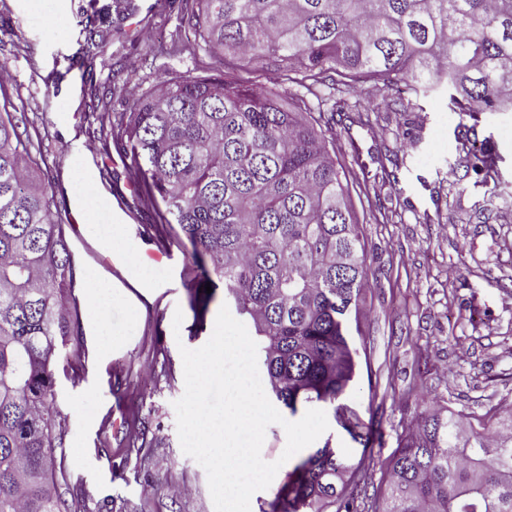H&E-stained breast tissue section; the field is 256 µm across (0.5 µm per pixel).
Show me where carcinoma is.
<instances>
[{
  "mask_svg": "<svg viewBox=\"0 0 512 512\" xmlns=\"http://www.w3.org/2000/svg\"><path fill=\"white\" fill-rule=\"evenodd\" d=\"M207 53L239 63L220 77L175 74L127 112L117 87L92 93L110 130L207 275L250 326L275 398L291 414L329 406L353 440L368 425L343 403L356 375L368 264L345 169L325 135L364 124L351 100L372 80L417 97L445 91L449 109L479 122L512 109V0H181ZM281 71L271 88L252 68ZM336 90L330 110L293 86ZM478 176L496 156L469 140ZM38 161L0 108V512H87L62 499L54 460L65 445L54 405V358L67 348L74 272ZM359 466L326 443L299 460L260 512H351ZM365 512H512V409L432 414L406 433L385 488Z\"/></svg>",
  "mask_w": 512,
  "mask_h": 512,
  "instance_id": "cac0c4a2",
  "label": "carcinoma"
}]
</instances>
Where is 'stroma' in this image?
Wrapping results in <instances>:
<instances>
[{"label": "stroma", "mask_w": 512, "mask_h": 512, "mask_svg": "<svg viewBox=\"0 0 512 512\" xmlns=\"http://www.w3.org/2000/svg\"><path fill=\"white\" fill-rule=\"evenodd\" d=\"M124 2L120 11L115 0H0V70L13 75V114L65 221L75 272L68 366L55 370L66 430L58 491L81 495L88 512H214L204 468L182 451L174 403L185 389L180 350L209 340L224 285L130 190L128 155L106 149L87 113L92 88L118 69L130 76L112 109L125 112L169 74L224 67L200 50L180 0ZM93 6L102 10L98 47L86 54L80 22ZM360 92L369 124L337 127L326 144L347 172L372 270L345 402L376 434L367 451L337 422L324 436L360 462L370 494L422 418L512 406V112L475 124L440 95L398 112L372 83ZM471 126L498 155L485 183L457 152ZM408 127L418 131L411 142ZM390 158L396 177L385 183L378 173ZM96 190L104 209L85 213L78 194ZM98 285L111 295L103 309L90 295ZM176 484L191 494L173 498Z\"/></svg>", "instance_id": "35a3bbf8"}]
</instances>
